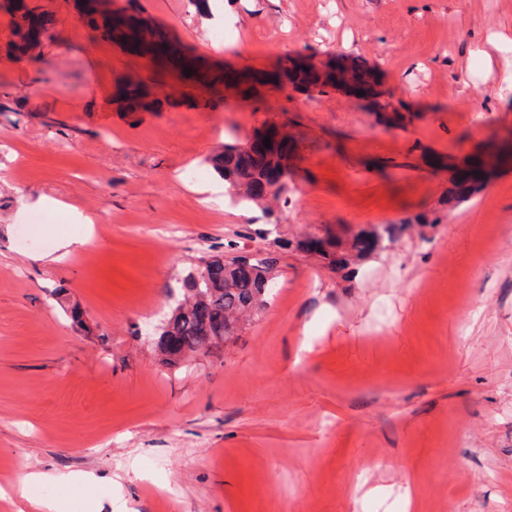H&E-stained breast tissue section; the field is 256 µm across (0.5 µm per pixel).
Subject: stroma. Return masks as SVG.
<instances>
[{"label":"stroma","mask_w":512,"mask_h":512,"mask_svg":"<svg viewBox=\"0 0 512 512\" xmlns=\"http://www.w3.org/2000/svg\"><path fill=\"white\" fill-rule=\"evenodd\" d=\"M116 3L213 66L347 56L408 117L263 87L125 112L113 81L148 65L51 0L55 45L0 56V487L50 473L62 512H512V158L448 206L449 154L512 130V0ZM266 121L297 151L269 214L232 205L207 162ZM44 215L46 245L28 236ZM400 222L343 269L295 247ZM267 252L275 294L223 354L168 366L140 338L202 258Z\"/></svg>","instance_id":"obj_1"}]
</instances>
